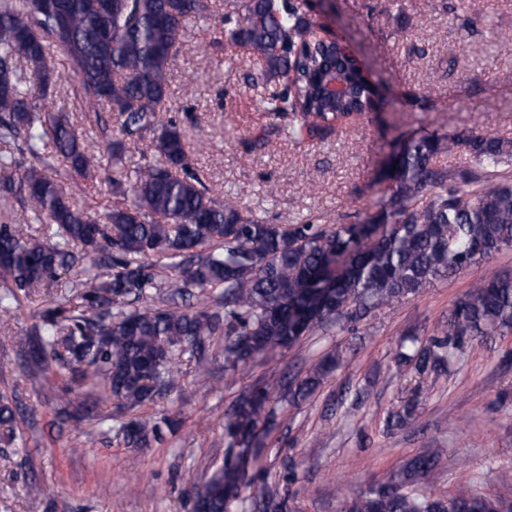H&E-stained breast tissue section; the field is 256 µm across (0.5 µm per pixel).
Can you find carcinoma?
<instances>
[{
  "instance_id": "1",
  "label": "carcinoma",
  "mask_w": 512,
  "mask_h": 512,
  "mask_svg": "<svg viewBox=\"0 0 512 512\" xmlns=\"http://www.w3.org/2000/svg\"><path fill=\"white\" fill-rule=\"evenodd\" d=\"M208 9L204 0H0V326L12 320L10 299L74 273V298L52 300L19 340L29 377L53 368L63 391L87 387L93 401L118 402L131 412L121 433L134 448L162 442L164 430L177 426L138 413L161 391L181 386L173 352L200 364L207 343L222 336L224 364L234 370L512 248V140L493 135L427 134L407 142L392 158L389 207L376 219L272 224L220 203L195 169L186 135L163 110L180 33ZM223 23L225 44L247 47L262 65L261 78L281 81L278 101H261L277 135L325 142L350 117L373 111L370 88L336 45L305 40L313 19L300 0H239ZM332 68L348 82L335 99L318 88ZM62 92L82 112L117 116L120 137L98 128L103 153L87 151L74 113L57 104ZM148 136L157 159L137 164L130 177L127 142ZM456 156L467 165L453 163ZM106 167L121 202L99 215L77 205L63 183ZM13 199L44 232L6 220ZM84 260L96 271L78 269ZM165 266L177 270L166 283ZM194 288L221 290L215 306L170 302ZM505 331H512L507 271L473 283L443 337L411 355L397 352L394 362L441 372L448 341ZM323 377L314 365L295 388L256 384L237 396L224 413V468L193 490L194 512H244L240 490L275 424L272 401L283 391L305 398ZM57 417L92 420L93 406H62ZM15 425L16 407L0 397V440H12ZM443 452L415 456L399 481L345 501L342 512H512L467 484L446 497L419 493L415 481ZM258 500L265 512H288L276 485H264Z\"/></svg>"
}]
</instances>
